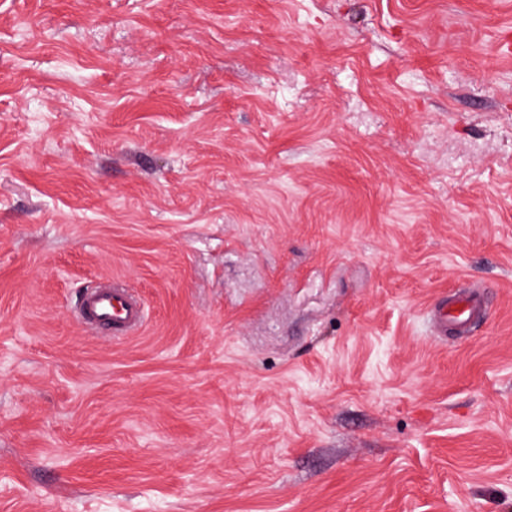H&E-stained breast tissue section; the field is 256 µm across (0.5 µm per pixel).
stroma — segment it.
<instances>
[{"instance_id":"stroma-1","label":"stroma","mask_w":512,"mask_h":512,"mask_svg":"<svg viewBox=\"0 0 512 512\" xmlns=\"http://www.w3.org/2000/svg\"><path fill=\"white\" fill-rule=\"evenodd\" d=\"M508 33L512 0H0V512H512ZM101 276L140 335L78 324ZM481 312L478 298L469 292H460L448 302L446 299L434 311L433 318L442 335L448 334V326L459 332L464 331L467 325Z\"/></svg>"}]
</instances>
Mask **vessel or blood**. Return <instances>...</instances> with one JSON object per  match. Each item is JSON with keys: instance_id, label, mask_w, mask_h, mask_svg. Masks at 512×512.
<instances>
[{"instance_id": "obj_1", "label": "vessel or blood", "mask_w": 512, "mask_h": 512, "mask_svg": "<svg viewBox=\"0 0 512 512\" xmlns=\"http://www.w3.org/2000/svg\"><path fill=\"white\" fill-rule=\"evenodd\" d=\"M481 312L478 298L461 292L443 302L433 314L440 333L449 328L465 330ZM78 321L107 336H128L143 325L145 307L138 294L118 281L101 280L82 295L77 312Z\"/></svg>"}]
</instances>
